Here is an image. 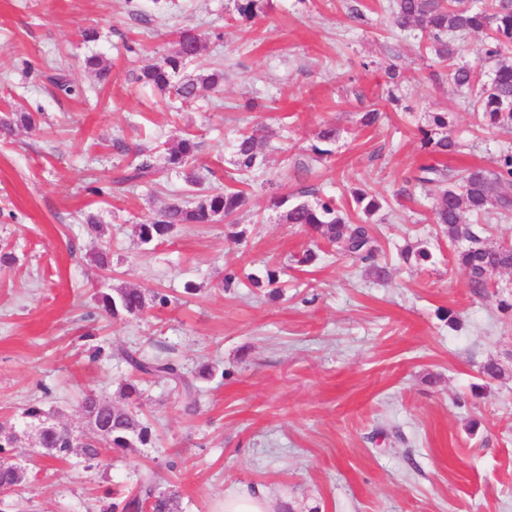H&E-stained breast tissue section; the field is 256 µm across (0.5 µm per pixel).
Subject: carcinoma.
<instances>
[{
    "label": "carcinoma",
    "mask_w": 512,
    "mask_h": 512,
    "mask_svg": "<svg viewBox=\"0 0 512 512\" xmlns=\"http://www.w3.org/2000/svg\"><path fill=\"white\" fill-rule=\"evenodd\" d=\"M237 14L251 18L260 10L261 0H233ZM391 23L399 31L418 30L426 41L425 48L440 62L450 65L449 77L460 89H469L480 84L477 111L490 127H512V63L500 60L503 53L512 49V0H484L476 6L470 0H392L389 5ZM484 32L487 40L484 55L495 62L489 79L479 82L477 71L467 63L457 61L459 48L456 37L466 33ZM179 49L174 55L149 66L141 72L138 80L162 92H172L184 99H193L198 87L218 88L223 74L212 72L200 74L184 83L173 81L180 68L193 61L200 53V38L191 32L179 37ZM434 131L422 132V147L437 155L457 151L458 143L448 133V116L438 113L433 117ZM341 137V130L333 125L324 126L318 133L326 148L314 147L320 155L329 154V146ZM259 137L253 131L242 132L232 143L234 166L241 172L257 170L263 162L259 151ZM199 149V143L190 136L177 140L165 148V167L184 174L185 181L196 183L195 176L186 171V165ZM161 169L154 160V151H139L130 170L122 177L125 182H138L158 175ZM411 180L432 184L436 188L433 215L448 240L460 246L457 260L468 274L469 284L477 291L488 287L486 272L491 269H512V243L493 246L484 237L486 228L481 224H470L464 213L476 216L512 211V152L499 155L491 169L471 167L454 172L436 164L421 165ZM353 201L366 218L374 216L381 208L379 198L365 191L353 194ZM249 203L247 194L236 188L226 187L189 206L181 197H175L159 213L154 221L139 225V236L150 243L168 234L175 224H207L218 215L229 217L244 209ZM274 205L285 208V219L290 224H300L318 233L330 246L339 247L344 253L362 262H373L379 248L367 222L354 224L349 221L331 197L319 198L311 203L307 200L288 198L274 199ZM248 282L254 288L268 286L270 295L277 294L273 286L278 283L277 272L266 271L262 279L253 273L238 274L230 271L224 275V286ZM101 308L116 317L121 313L137 315L147 308L164 307L169 303L166 295L154 292L150 295L140 288H120L116 294L103 293L98 299ZM124 361L137 372L150 377L163 378L178 388L188 411L198 408V398L192 382L187 380L179 368L168 358L156 357L144 360L131 351L122 352ZM23 417L38 430V445L51 448L49 462L57 463L69 459L73 444L80 443L81 454L89 461L102 457L105 450H121L145 446L151 441L152 430L147 420L130 408L98 410L96 419L108 426V432L99 435L93 429L74 430L49 421L45 413L36 406L23 411ZM27 481L23 468L0 457V492H11ZM178 491L159 488L151 473L141 476L135 495L112 498L103 512H139L147 507L149 512H176Z\"/></svg>",
    "instance_id": "1"
}]
</instances>
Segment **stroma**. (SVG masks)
Instances as JSON below:
<instances>
[{"mask_svg":"<svg viewBox=\"0 0 512 512\" xmlns=\"http://www.w3.org/2000/svg\"><path fill=\"white\" fill-rule=\"evenodd\" d=\"M388 0H263L253 19L233 0H0V119L32 113V127L0 134V423L13 424L27 482L0 512H101L113 487L153 472L177 487L179 512H223L225 496L256 487L270 512H512V270L477 293L456 246L434 224L432 185L407 183L436 161L421 147L432 113L460 142L442 165L492 167L512 131L480 128L469 93L448 79L419 38L390 23ZM96 29L97 41H85ZM203 37L180 80L223 73L195 100L165 97L140 72L174 54L181 32ZM102 57L98 80L85 67ZM396 68L398 87L387 72ZM74 87L61 94L53 79ZM379 103L381 122L359 118ZM342 131L317 155L325 125ZM263 135L264 165L237 180L231 143ZM190 135L200 147L190 191L181 174L115 184L141 147ZM111 183L105 197L90 187ZM239 187L248 206L209 224H178L142 243L139 225L176 194ZM379 197L371 219L388 276L287 223L274 197L335 196L351 220L354 191ZM92 214L102 234L86 230ZM423 241L431 263H405ZM109 248L111 271L94 261ZM317 257L297 259L304 249ZM278 272L281 296L224 288L227 268ZM141 288L164 308L115 320L99 292ZM165 354L198 391L136 379L120 354ZM494 361L496 378L482 366ZM218 373L199 377L204 365ZM137 380L153 437L100 462L74 456L44 467L21 415L31 405L84 427L94 393L124 406Z\"/></svg>","mask_w":512,"mask_h":512,"instance_id":"35a3bbf8","label":"stroma"}]
</instances>
